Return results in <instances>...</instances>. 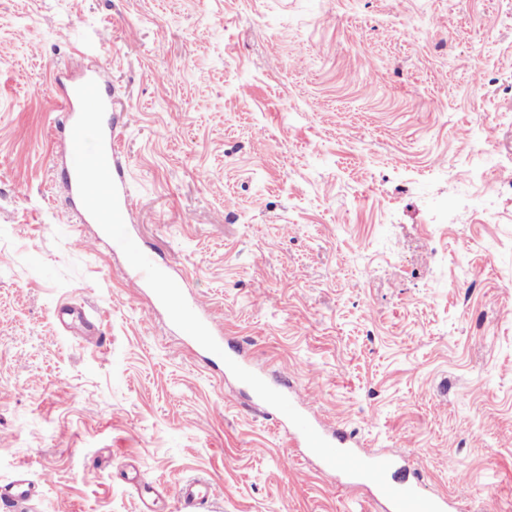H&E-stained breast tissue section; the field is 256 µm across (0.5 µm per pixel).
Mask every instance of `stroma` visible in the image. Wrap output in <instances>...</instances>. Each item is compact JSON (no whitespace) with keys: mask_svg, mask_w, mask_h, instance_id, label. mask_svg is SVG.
Segmentation results:
<instances>
[{"mask_svg":"<svg viewBox=\"0 0 512 512\" xmlns=\"http://www.w3.org/2000/svg\"><path fill=\"white\" fill-rule=\"evenodd\" d=\"M96 64L131 233L225 341L423 494L462 474L463 512H512V0H0V484L37 481L34 512H140L133 471L155 512L196 476L211 512H381L285 461L70 211L58 80ZM150 260L158 268H160L162 271H164L165 273H167L169 276H171L174 279V281L178 284V286L182 290V292H183V294H184V296H185L189 306L191 307V309L198 315V317L208 327V329L210 330V332L214 336L215 340L218 342V344L220 345V347L224 351V336H222V332L217 330V328L215 327V325H214V323H213V321H212V319L210 317V314H209L208 310L199 302V300L196 297H194V296H190L189 298L186 296V292H185V288L186 287H185L184 280L182 278H180V277H177V276L173 275L169 271H165L163 269V266H161L158 263H156L153 259H150Z\"/></svg>","mask_w":512,"mask_h":512,"instance_id":"stroma-1","label":"stroma"}]
</instances>
